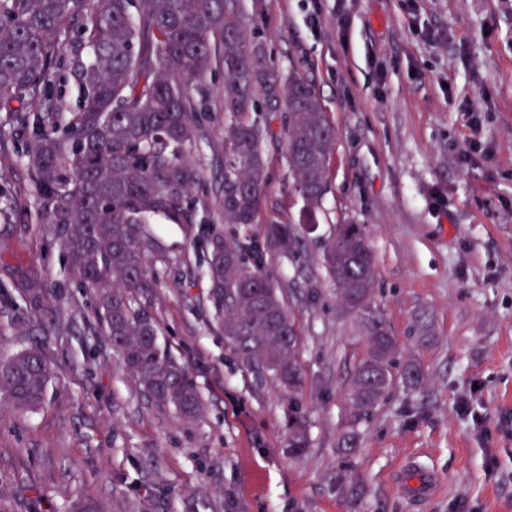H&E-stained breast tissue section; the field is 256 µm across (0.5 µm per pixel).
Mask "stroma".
Segmentation results:
<instances>
[{"instance_id": "obj_1", "label": "stroma", "mask_w": 512, "mask_h": 512, "mask_svg": "<svg viewBox=\"0 0 512 512\" xmlns=\"http://www.w3.org/2000/svg\"><path fill=\"white\" fill-rule=\"evenodd\" d=\"M275 70L304 74L336 129L328 192L300 257L269 269L300 336L295 398L259 379L217 328L203 258L224 229V71L203 82L187 152L195 210L167 223V262L136 294L204 403L157 409L92 332L94 294L68 282L25 135L0 112V352L38 340L22 277L58 292L65 336L29 412L0 406V512H512V0H242ZM318 23H311V16ZM262 221L303 207L281 113L261 112ZM362 225L373 298L418 389H391L365 417L349 392L366 341L321 264L337 225ZM429 341L412 331L418 314ZM309 424L288 447V419ZM308 425L298 418L288 419V446L295 454L303 453L309 446Z\"/></svg>"}]
</instances>
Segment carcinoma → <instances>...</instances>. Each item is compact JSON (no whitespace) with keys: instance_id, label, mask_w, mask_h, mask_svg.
I'll return each mask as SVG.
<instances>
[{"instance_id":"cac0c4a2","label":"carcinoma","mask_w":512,"mask_h":512,"mask_svg":"<svg viewBox=\"0 0 512 512\" xmlns=\"http://www.w3.org/2000/svg\"><path fill=\"white\" fill-rule=\"evenodd\" d=\"M91 51L77 63L68 41ZM224 67V234L208 240L210 302L227 345L259 378L293 396L302 386L295 319L271 276L272 259L298 257L301 225L314 224L327 190L335 127L309 80L274 74L240 0H0V108L14 99L52 101L54 75L71 72L84 103L68 122L41 107L10 112L29 137L25 156L44 203L46 231L65 255L68 278L95 290L96 324L156 406L185 418L202 411L182 366L160 346L158 326L135 307L147 256L162 254L161 222L194 210L198 173L185 154L195 139L194 99L216 65ZM282 112L286 156L305 201L299 223H259L266 184L263 131L249 113ZM322 264L343 311L366 336L350 394L361 414L421 371L400 364L398 345L372 299L373 258L364 229L341 224ZM50 288L30 278L24 296L43 322ZM53 376L37 344L0 355V405L39 407ZM289 448L309 447L308 425L288 419Z\"/></svg>"}]
</instances>
